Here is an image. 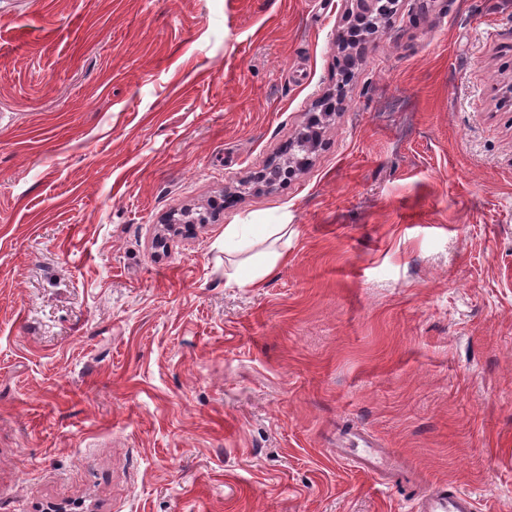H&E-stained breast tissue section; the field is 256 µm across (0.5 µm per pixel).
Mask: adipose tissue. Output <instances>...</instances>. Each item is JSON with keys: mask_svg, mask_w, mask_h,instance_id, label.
I'll list each match as a JSON object with an SVG mask.
<instances>
[{"mask_svg": "<svg viewBox=\"0 0 512 512\" xmlns=\"http://www.w3.org/2000/svg\"><path fill=\"white\" fill-rule=\"evenodd\" d=\"M254 232L268 241L269 246L260 258L246 259L247 271L244 276L238 277L237 282L242 286L258 288L276 271L285 258L293 229L288 224H228L224 227V245L241 251L248 250L252 245L250 235Z\"/></svg>", "mask_w": 512, "mask_h": 512, "instance_id": "obj_1", "label": "adipose tissue"}]
</instances>
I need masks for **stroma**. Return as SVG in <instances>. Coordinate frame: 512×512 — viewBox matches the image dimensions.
I'll return each instance as SVG.
<instances>
[{"mask_svg":"<svg viewBox=\"0 0 512 512\" xmlns=\"http://www.w3.org/2000/svg\"><path fill=\"white\" fill-rule=\"evenodd\" d=\"M414 5L269 187L342 0H0V512H512V7ZM228 224L293 225L263 287ZM367 444H371L369 442L365 443H353L350 447L355 448H342L348 449L350 453L351 459L360 464L363 469L371 470V471H383L387 470L393 466L395 463V458L391 456H382L380 455L377 448H373ZM361 448H358L360 447ZM416 510L420 512H474L475 509L469 492H448V489L435 488L417 501Z\"/></svg>","mask_w":512,"mask_h":512,"instance_id":"obj_1","label":"stroma"}]
</instances>
